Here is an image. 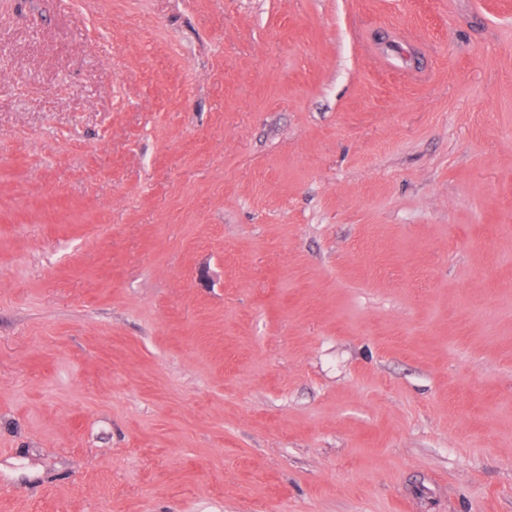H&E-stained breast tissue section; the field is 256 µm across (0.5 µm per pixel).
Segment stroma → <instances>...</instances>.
<instances>
[{
	"instance_id": "obj_1",
	"label": "stroma",
	"mask_w": 512,
	"mask_h": 512,
	"mask_svg": "<svg viewBox=\"0 0 512 512\" xmlns=\"http://www.w3.org/2000/svg\"><path fill=\"white\" fill-rule=\"evenodd\" d=\"M0 512H512V0H0Z\"/></svg>"
}]
</instances>
